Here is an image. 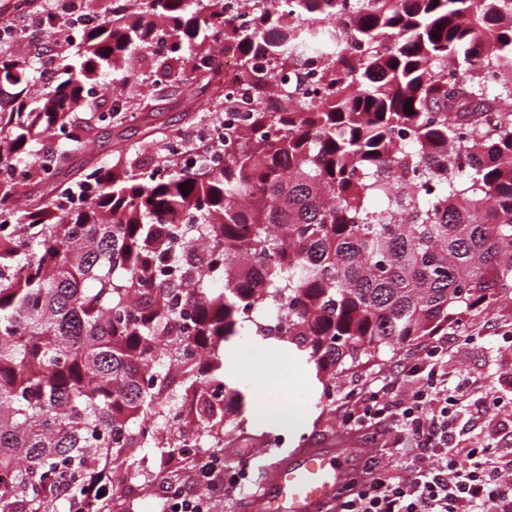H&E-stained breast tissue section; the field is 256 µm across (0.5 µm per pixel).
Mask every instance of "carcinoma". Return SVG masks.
<instances>
[{
  "mask_svg": "<svg viewBox=\"0 0 512 512\" xmlns=\"http://www.w3.org/2000/svg\"><path fill=\"white\" fill-rule=\"evenodd\" d=\"M209 2L112 0L36 94L0 42V172L47 134L82 145L70 110L102 77L96 121L119 119L164 28V75L214 86L195 114L221 105L250 131L224 125L219 169L143 172L120 151L72 183L0 177V512H112L191 456L181 403L222 450L244 407L218 355L236 336L282 338L330 382L512 300V0H252L248 24ZM221 44L249 76L239 97ZM312 71L318 101L298 93ZM90 177L98 195L67 206Z\"/></svg>",
  "mask_w": 512,
  "mask_h": 512,
  "instance_id": "1",
  "label": "carcinoma"
}]
</instances>
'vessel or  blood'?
Instances as JSON below:
<instances>
[{"instance_id": "vessel-or-blood-1", "label": "vessel or blood", "mask_w": 512, "mask_h": 512, "mask_svg": "<svg viewBox=\"0 0 512 512\" xmlns=\"http://www.w3.org/2000/svg\"><path fill=\"white\" fill-rule=\"evenodd\" d=\"M364 454L328 440L278 459L266 468L260 490L245 495L242 512H331Z\"/></svg>"}]
</instances>
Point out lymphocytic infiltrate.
<instances>
[{"label": "lymphocytic infiltrate", "instance_id": "lymphocytic-infiltrate-1", "mask_svg": "<svg viewBox=\"0 0 512 512\" xmlns=\"http://www.w3.org/2000/svg\"><path fill=\"white\" fill-rule=\"evenodd\" d=\"M450 349L447 335L431 337L399 372L346 395V431L382 438L399 471L365 464L336 512H512V461L488 443H455L457 413L473 382H449ZM247 467L243 461L238 470ZM238 470L212 458L200 470L203 488L166 491L160 512H213L216 502L240 499Z\"/></svg>", "mask_w": 512, "mask_h": 512}]
</instances>
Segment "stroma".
<instances>
[{
  "label": "stroma",
  "mask_w": 512,
  "mask_h": 512,
  "mask_svg": "<svg viewBox=\"0 0 512 512\" xmlns=\"http://www.w3.org/2000/svg\"><path fill=\"white\" fill-rule=\"evenodd\" d=\"M160 58L144 54L140 69L151 84L146 88L131 87L126 95L133 106L153 111L157 139L176 135L190 138L194 127L190 116L195 97L204 95L202 86L186 92L177 84L162 78ZM146 128L139 119L124 118L109 126L94 125L86 144L77 150L63 153L58 167L69 175H79L88 162L111 165L118 146L139 148ZM512 331V302L478 308L465 315L462 323L449 324L447 331L456 339L448 355V375L474 379L476 389L468 402L471 414L460 417L456 438L461 446L491 442L502 448H512V411L482 415L476 413L484 397L491 394L508 396L512 393V345L505 343L502 334ZM415 343L397 349L379 351L346 366L330 387H323L313 365L297 357L287 343L273 336H248L232 343L226 350L224 368L231 382L247 386L251 383L253 354H262L268 368L288 384V400L302 410L300 420L286 425L263 424L255 420L251 409L236 415L234 422L224 425V462L236 467L241 459L251 461L249 487L260 484L264 464L273 462L296 449L324 438L342 434L344 411L341 390L345 387L362 389L373 378L395 374L399 366L415 350ZM175 485L189 489L196 485L193 463L177 470L162 473L143 490L117 499L112 512H159L160 494L164 486Z\"/></svg>",
  "instance_id": "obj_1"
}]
</instances>
